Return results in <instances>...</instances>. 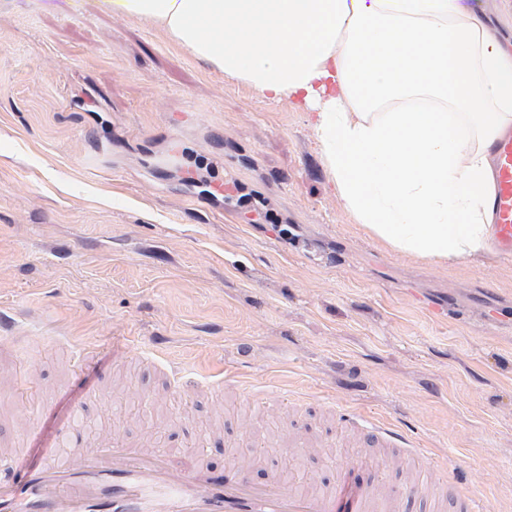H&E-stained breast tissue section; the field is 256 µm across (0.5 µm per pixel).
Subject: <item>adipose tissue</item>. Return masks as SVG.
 <instances>
[{
  "instance_id": "obj_1",
  "label": "adipose tissue",
  "mask_w": 512,
  "mask_h": 512,
  "mask_svg": "<svg viewBox=\"0 0 512 512\" xmlns=\"http://www.w3.org/2000/svg\"><path fill=\"white\" fill-rule=\"evenodd\" d=\"M255 97L311 115L339 198L393 250H490L488 147L512 125V50L471 0H109Z\"/></svg>"
}]
</instances>
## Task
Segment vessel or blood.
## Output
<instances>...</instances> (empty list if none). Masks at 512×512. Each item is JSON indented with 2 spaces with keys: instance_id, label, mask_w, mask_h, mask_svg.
I'll use <instances>...</instances> for the list:
<instances>
[{
  "instance_id": "vessel-or-blood-1",
  "label": "vessel or blood",
  "mask_w": 512,
  "mask_h": 512,
  "mask_svg": "<svg viewBox=\"0 0 512 512\" xmlns=\"http://www.w3.org/2000/svg\"><path fill=\"white\" fill-rule=\"evenodd\" d=\"M491 154L493 247L501 258L511 259L512 126L499 132ZM357 426L366 442L392 449V463L411 472L412 480L400 497L378 485L360 488L353 512H401L404 496L453 487L450 473L440 467H413L415 449L398 447L389 430L367 420ZM77 429L70 424L56 448L43 451L39 465L21 480L0 485V512H336V484L300 493L282 487L275 473L263 483L249 481L253 458L247 453L225 475L215 476L205 450L183 465L151 448L147 434H140L134 446L113 433L84 447L73 438Z\"/></svg>"
}]
</instances>
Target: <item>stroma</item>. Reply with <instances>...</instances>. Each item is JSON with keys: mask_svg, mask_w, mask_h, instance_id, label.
<instances>
[{"mask_svg": "<svg viewBox=\"0 0 512 512\" xmlns=\"http://www.w3.org/2000/svg\"><path fill=\"white\" fill-rule=\"evenodd\" d=\"M237 186L272 223H247ZM511 308L512 260L442 267L356 224L288 101L105 0H0V367L16 375L0 448L40 414L37 464L90 390L125 385L109 371L121 347L175 446L212 421L228 442L241 418L261 431L253 394L282 390L295 424L331 441L306 460L313 481L402 490L337 427L345 410L471 475L485 512H512ZM81 343L95 354L78 368ZM175 368L217 384L178 416Z\"/></svg>", "mask_w": 512, "mask_h": 512, "instance_id": "stroma-1", "label": "stroma"}]
</instances>
